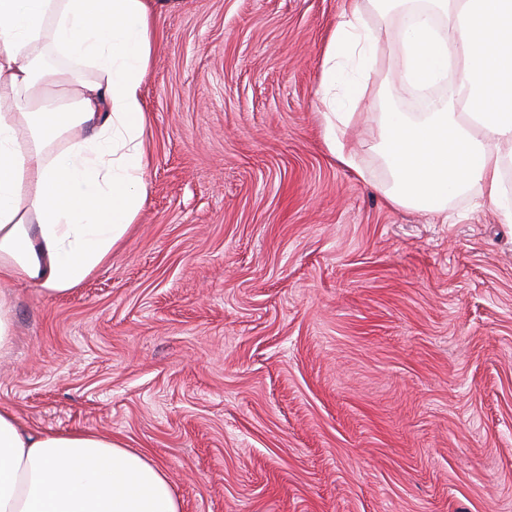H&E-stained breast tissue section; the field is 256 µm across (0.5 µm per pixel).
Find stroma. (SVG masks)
I'll return each instance as SVG.
<instances>
[{"instance_id":"obj_1","label":"stroma","mask_w":512,"mask_h":512,"mask_svg":"<svg viewBox=\"0 0 512 512\" xmlns=\"http://www.w3.org/2000/svg\"><path fill=\"white\" fill-rule=\"evenodd\" d=\"M345 0H172L142 86L146 197L111 260L12 285L0 406L122 440L181 512H512V215L390 205L378 112L420 111L391 42L324 139ZM335 112H325L327 121V131L329 139V147L336 155V158L344 165L358 169L356 162V149L352 141V124L354 112H336V97L335 101L330 103V110ZM335 114L336 122L333 123L330 115Z\"/></svg>"}]
</instances>
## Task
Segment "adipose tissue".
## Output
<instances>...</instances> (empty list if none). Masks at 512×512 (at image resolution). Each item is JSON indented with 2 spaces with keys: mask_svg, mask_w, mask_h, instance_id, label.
Segmentation results:
<instances>
[{
  "mask_svg": "<svg viewBox=\"0 0 512 512\" xmlns=\"http://www.w3.org/2000/svg\"><path fill=\"white\" fill-rule=\"evenodd\" d=\"M362 0H350L324 53L335 84L345 52H378ZM406 9L396 39L409 88L449 81L425 117L381 113L393 205L443 215L479 186L501 195L500 143H512V0H369ZM155 43L148 0H0V357L14 346L6 286L47 295L81 284L112 256L146 196L142 84ZM92 61L103 80L37 71L45 45ZM62 152H55L58 141ZM0 512H180L168 473L111 437L33 432L0 408Z\"/></svg>",
  "mask_w": 512,
  "mask_h": 512,
  "instance_id": "adipose-tissue-1",
  "label": "adipose tissue"
}]
</instances>
